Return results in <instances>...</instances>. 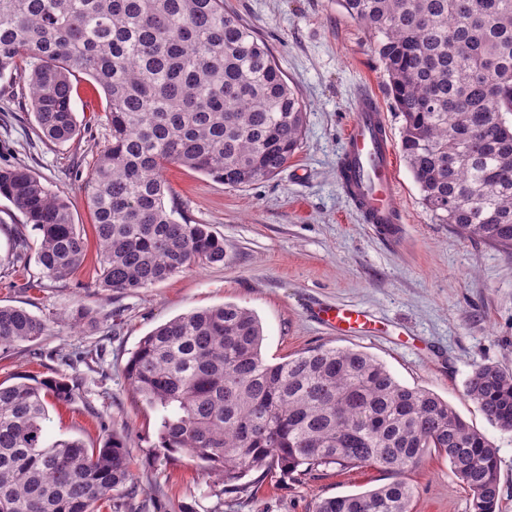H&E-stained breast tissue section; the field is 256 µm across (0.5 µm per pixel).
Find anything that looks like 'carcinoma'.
I'll list each match as a JSON object with an SVG mask.
<instances>
[{
	"label": "carcinoma",
	"instance_id": "carcinoma-1",
	"mask_svg": "<svg viewBox=\"0 0 512 512\" xmlns=\"http://www.w3.org/2000/svg\"><path fill=\"white\" fill-rule=\"evenodd\" d=\"M366 30L403 117L401 153L423 203L467 239L512 253V0H336ZM28 91L53 143L77 133L72 76L106 98L111 141L83 189L99 245L98 288L135 295L224 260L206 224L178 220L163 179L185 167L243 187L277 176L300 146L306 108L267 44L224 0H0V75ZM0 196L39 234L43 277L64 281L85 240L63 190L26 166L0 168ZM47 322L0 306V353L40 339ZM258 317L234 303L183 314L145 335L125 378L160 416L159 447L229 488L250 472L299 478L374 467L392 481L323 498L313 512H413L409 474L444 455L472 512H498V448L430 390L375 357L306 349L267 362ZM465 394L512 432V371L476 366ZM64 379L0 383V512H120L135 494L130 451L48 438Z\"/></svg>",
	"mask_w": 512,
	"mask_h": 512
}]
</instances>
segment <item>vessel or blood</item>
<instances>
[{
    "mask_svg": "<svg viewBox=\"0 0 512 512\" xmlns=\"http://www.w3.org/2000/svg\"><path fill=\"white\" fill-rule=\"evenodd\" d=\"M342 160L349 165L358 184L352 198L364 223L383 228L398 225L402 215L396 205L394 147L379 100L361 97L344 135ZM314 316L341 332L367 325L368 314L359 308L316 307Z\"/></svg>",
    "mask_w": 512,
    "mask_h": 512,
    "instance_id": "b4317fda",
    "label": "vessel or blood"
}]
</instances>
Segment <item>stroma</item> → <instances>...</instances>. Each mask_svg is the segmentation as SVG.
Listing matches in <instances>:
<instances>
[{"label": "stroma", "mask_w": 512, "mask_h": 512, "mask_svg": "<svg viewBox=\"0 0 512 512\" xmlns=\"http://www.w3.org/2000/svg\"><path fill=\"white\" fill-rule=\"evenodd\" d=\"M224 11L254 27L300 91L307 111L301 144L279 175L240 188L168 167L163 177L178 208L223 238L224 259L135 296H108L96 286L98 244L82 181L111 140L102 90L88 76H74L79 131L55 144L39 133L17 76L0 77V168L28 167L52 189L65 190L87 244L69 280L42 278L35 249L15 261L12 236L25 218L0 197V305L24 307L49 326L38 342L0 358V382L61 374L78 382L74 400L49 411L51 437L99 448L111 433L122 434L134 457L137 499L160 512H312L317 499L388 483L371 467H335L300 481L277 474L258 484L248 475L228 492L221 475L202 473L186 457L165 458L158 413L132 392L126 364L157 326L231 302L260 319L268 362L320 345L353 348L384 362L401 384L448 400L497 447L499 512H512V432L492 426L464 393L475 366L512 369V256L439 223L401 159L400 238L386 240L354 210L338 165L359 95H378L393 140L401 138L403 118L366 31L336 0H224ZM317 304L366 309L370 332L333 330L311 315ZM78 309L88 317L74 330L64 318ZM410 480L413 512H472L447 458L429 457Z\"/></svg>", "instance_id": "1"}]
</instances>
